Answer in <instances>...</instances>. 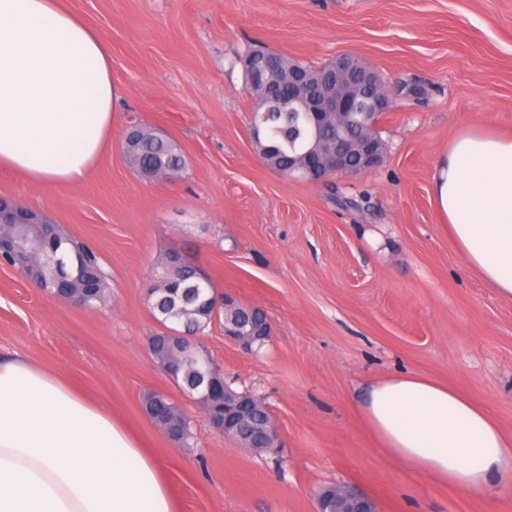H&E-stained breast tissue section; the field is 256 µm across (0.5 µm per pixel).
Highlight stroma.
<instances>
[{
  "instance_id": "35a3bbf8",
  "label": "stroma",
  "mask_w": 512,
  "mask_h": 512,
  "mask_svg": "<svg viewBox=\"0 0 512 512\" xmlns=\"http://www.w3.org/2000/svg\"><path fill=\"white\" fill-rule=\"evenodd\" d=\"M108 44L117 90L111 143L87 177L53 185L0 169V196L90 246L111 299L75 308L0 266V353L64 377L166 462L177 512H315L346 484L377 512H512V487L481 496L436 485L381 448L360 408L399 372L455 387L512 433V300L469 270L448 239L432 175L460 132L512 137V0H64ZM266 47L307 64L356 57L390 83L416 82L379 123L377 168L323 183L256 152L241 57ZM141 120L173 138L185 177L149 181L121 143ZM182 253L263 308L272 337L248 354L224 328L202 343L234 388L264 398L277 454L209 431L151 357L159 328L149 273ZM161 392L197 446L171 444L141 409Z\"/></svg>"
}]
</instances>
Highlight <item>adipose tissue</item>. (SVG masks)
<instances>
[{"instance_id": "obj_1", "label": "adipose tissue", "mask_w": 512, "mask_h": 512, "mask_svg": "<svg viewBox=\"0 0 512 512\" xmlns=\"http://www.w3.org/2000/svg\"><path fill=\"white\" fill-rule=\"evenodd\" d=\"M111 53L60 0H0V167L80 183L112 138ZM433 192L468 266L512 299V139L459 133ZM362 413L389 455L477 495L512 486V436L458 391L408 373ZM164 463L70 382L0 355V512H175Z\"/></svg>"}]
</instances>
